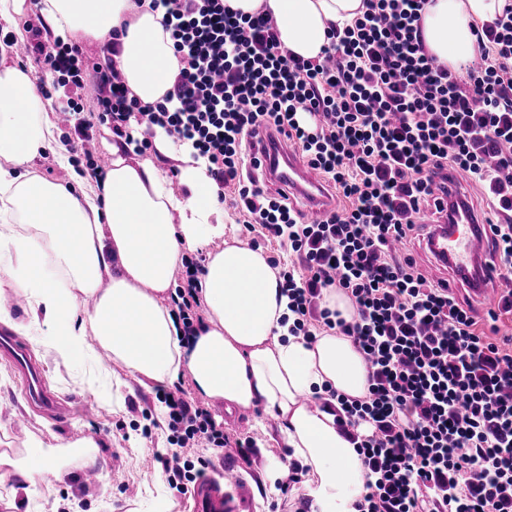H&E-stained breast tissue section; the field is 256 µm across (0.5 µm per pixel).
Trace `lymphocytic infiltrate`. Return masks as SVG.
<instances>
[{"label": "lymphocytic infiltrate", "instance_id": "f902f5d3", "mask_svg": "<svg viewBox=\"0 0 512 512\" xmlns=\"http://www.w3.org/2000/svg\"><path fill=\"white\" fill-rule=\"evenodd\" d=\"M131 2L162 10L176 52L162 102L141 105L111 61L49 38L42 16L26 22L27 49L43 56L55 86L79 91L94 73L115 136L139 130L146 149L159 126L190 143L217 189L236 187L251 247L292 250L279 272L291 333L309 343L323 330L350 337L368 373L364 399L332 390L321 402L335 408L366 469L358 512H512V336L490 339L446 286L393 248L419 236L423 207L439 208L434 175L456 169L494 204L498 276L512 284V0L471 24L480 54L459 69L425 46L430 0H363L315 60L289 53L263 9ZM261 126L284 134L332 183L337 206L325 217L306 221L287 195L247 177L248 139ZM197 273L184 260L170 296L188 337L202 323ZM328 288L351 299L352 320L324 307ZM156 398L174 446L162 469L184 493L211 467L200 450L227 438L209 405L175 391Z\"/></svg>", "mask_w": 512, "mask_h": 512}]
</instances>
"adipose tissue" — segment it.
Masks as SVG:
<instances>
[{
  "label": "adipose tissue",
  "mask_w": 512,
  "mask_h": 512,
  "mask_svg": "<svg viewBox=\"0 0 512 512\" xmlns=\"http://www.w3.org/2000/svg\"><path fill=\"white\" fill-rule=\"evenodd\" d=\"M251 14L267 9L282 45L315 59L331 26H345L362 12V0H225ZM506 0H430L422 20L430 54L451 68L475 58L470 22L501 13ZM56 36L91 38L101 44L125 27L114 60L131 95L142 104L160 101L177 69L162 15L131 13L129 0H41ZM39 76L0 61V258H16L0 289L24 298L26 320L0 301V323L30 335L39 320L53 322L52 345L60 358L111 351L129 371L169 385L189 373L199 395L227 410L262 407L280 422L290 453L276 460L270 481L291 464L306 471L311 512H357L365 493L364 468L354 445L338 430L335 415L315 401L325 388L362 399L368 394L364 361L350 337L334 331L315 342L291 335L282 324L288 298L268 256L225 239V214L217 203L206 160L190 144L169 143L180 169L173 192L162 169L131 159L127 142L113 144L112 162L100 180L74 184L46 180L32 170L55 143L44 117ZM27 224L32 234L13 232ZM224 239L223 249L210 250ZM205 251L198 276L207 318L194 342H181L179 322L164 300L184 256ZM111 272L102 287L103 272ZM63 458L56 448L32 447L18 459L0 452V479L25 493L57 476Z\"/></svg>",
  "instance_id": "obj_1"
}]
</instances>
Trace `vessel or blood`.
I'll return each mask as SVG.
<instances>
[{
  "label": "vessel or blood",
  "instance_id": "b4317fda",
  "mask_svg": "<svg viewBox=\"0 0 512 512\" xmlns=\"http://www.w3.org/2000/svg\"><path fill=\"white\" fill-rule=\"evenodd\" d=\"M248 172L261 179L264 185L282 188L290 196L303 200L311 219H321L332 201L329 186L283 139H265L261 151L253 155ZM465 183L462 173H449L445 181L447 199L454 202L455 207L450 218L432 225L423 248L437 280L447 282L452 288L465 284L471 302L493 307L499 303L505 289L504 284L491 288L484 282L485 274L493 272L497 265L492 249L495 230L488 218L464 198ZM0 352L23 375L27 402L46 411L55 410V401L45 388L41 369L29 358L18 338L1 334ZM221 481L233 491V499L226 505L228 512H253L252 487L232 465H225Z\"/></svg>",
  "mask_w": 512,
  "mask_h": 512
}]
</instances>
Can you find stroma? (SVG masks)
<instances>
[{
    "instance_id": "35a3bbf8",
    "label": "stroma",
    "mask_w": 512,
    "mask_h": 512,
    "mask_svg": "<svg viewBox=\"0 0 512 512\" xmlns=\"http://www.w3.org/2000/svg\"><path fill=\"white\" fill-rule=\"evenodd\" d=\"M50 326L38 328L26 343L46 370L50 390L69 408L64 418H47L29 410L23 400L22 384L8 363L0 361V451L25 457L34 444L54 448L62 444L93 441L96 446L98 480L84 478L83 460L70 459L60 477L41 484L34 500L12 494L10 483L0 484V512H153L155 493H163L172 512H194L192 494L180 493L169 483L154 485L152 476L161 472L160 459L171 451L169 431L157 417L146 418L142 409L157 410L156 387L143 376L130 373L113 362L110 352L96 357L74 355L59 359L49 348ZM121 386H114V379ZM94 400L93 419L78 413L77 406ZM229 442L224 450H208L215 467L234 463L251 479L256 496L255 512H306L302 487L281 493L263 486V478L274 458L283 456L279 426L270 424L261 408L233 413L220 412ZM253 436L256 452L243 460L236 443Z\"/></svg>"
}]
</instances>
